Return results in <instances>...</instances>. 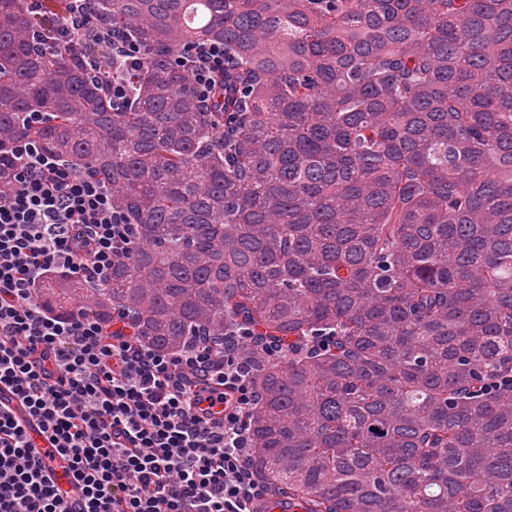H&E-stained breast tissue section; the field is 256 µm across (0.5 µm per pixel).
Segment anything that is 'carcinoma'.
Instances as JSON below:
<instances>
[{"mask_svg": "<svg viewBox=\"0 0 512 512\" xmlns=\"http://www.w3.org/2000/svg\"><path fill=\"white\" fill-rule=\"evenodd\" d=\"M185 3L100 0L143 50L118 106L56 44L68 0H0V167L27 136L136 225L103 287L39 301L166 352L227 324L288 344L251 372L283 508L512 512V0ZM211 42L233 68L205 109L175 58Z\"/></svg>", "mask_w": 512, "mask_h": 512, "instance_id": "obj_1", "label": "carcinoma"}]
</instances>
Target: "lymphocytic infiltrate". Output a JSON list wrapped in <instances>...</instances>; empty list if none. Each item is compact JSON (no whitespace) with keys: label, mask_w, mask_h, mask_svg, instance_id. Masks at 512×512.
I'll list each match as a JSON object with an SVG mask.
<instances>
[{"label":"lymphocytic infiltrate","mask_w":512,"mask_h":512,"mask_svg":"<svg viewBox=\"0 0 512 512\" xmlns=\"http://www.w3.org/2000/svg\"><path fill=\"white\" fill-rule=\"evenodd\" d=\"M65 35L102 42L113 59L142 50L104 23L99 0H69ZM209 105L228 66L220 43L176 58ZM14 166L0 185V388L39 424L83 499L81 512H252L264 498L250 464V414L258 392L248 351L279 357L281 342L239 326L162 353L121 326L43 307L38 288L62 275L104 285L135 227L112 207L90 169L12 142ZM224 413L214 416L215 403ZM0 512H70L22 424L0 405Z\"/></svg>","instance_id":"obj_1"}]
</instances>
